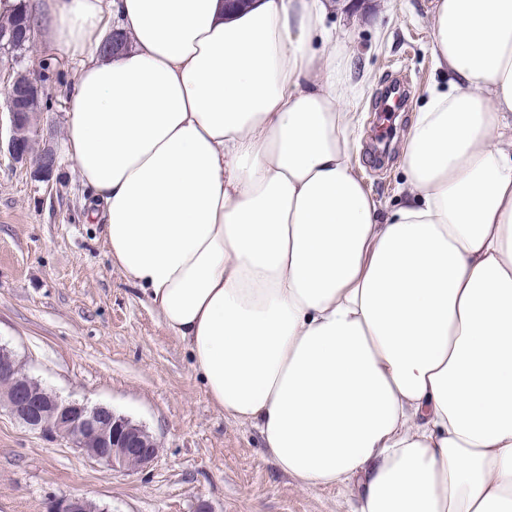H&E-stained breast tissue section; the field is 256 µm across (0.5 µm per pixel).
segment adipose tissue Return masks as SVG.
<instances>
[{"label":"adipose tissue","instance_id":"adipose-tissue-1","mask_svg":"<svg viewBox=\"0 0 512 512\" xmlns=\"http://www.w3.org/2000/svg\"><path fill=\"white\" fill-rule=\"evenodd\" d=\"M332 0H40L104 244L225 417L356 512H512V0H433L403 202L352 159ZM126 38L102 49L106 23Z\"/></svg>","mask_w":512,"mask_h":512}]
</instances>
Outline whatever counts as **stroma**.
Wrapping results in <instances>:
<instances>
[{"label":"stroma","mask_w":512,"mask_h":512,"mask_svg":"<svg viewBox=\"0 0 512 512\" xmlns=\"http://www.w3.org/2000/svg\"><path fill=\"white\" fill-rule=\"evenodd\" d=\"M429 9L430 0H352L326 22L337 50L351 57L347 75L357 88L352 158L385 215L402 200L414 116L430 92L448 88L430 51ZM36 67L45 85L36 117L58 164L46 181L35 159L18 162L0 148V344L60 396L145 425L160 451L145 470L115 471L0 407V512H46L69 495L107 512H353L351 484L311 487L285 475L256 429L212 405L185 346L111 265L101 224L84 218L88 190L61 152L75 65L49 58L35 41L0 49V111L11 81ZM398 75L405 106L374 141L380 93Z\"/></svg>","instance_id":"obj_1"}]
</instances>
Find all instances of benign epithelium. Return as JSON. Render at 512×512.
Listing matches in <instances>:
<instances>
[{
    "instance_id": "7a95c632",
    "label": "benign epithelium",
    "mask_w": 512,
    "mask_h": 512,
    "mask_svg": "<svg viewBox=\"0 0 512 512\" xmlns=\"http://www.w3.org/2000/svg\"><path fill=\"white\" fill-rule=\"evenodd\" d=\"M31 24L20 22L0 30V44L11 46L31 39ZM44 90L40 76H16L7 90L6 105L11 135L8 148L13 158L23 162L29 156V143L17 136L23 113L17 105ZM56 165V154L49 146L41 150L39 174L48 179ZM21 361L0 344V405L19 422L39 434L63 439L82 456L103 463L116 471L134 472L147 468L159 453V442L145 426L125 415L101 406L65 400L46 387H35V380L20 374ZM47 512H93L85 497L64 496L51 500Z\"/></svg>"
}]
</instances>
